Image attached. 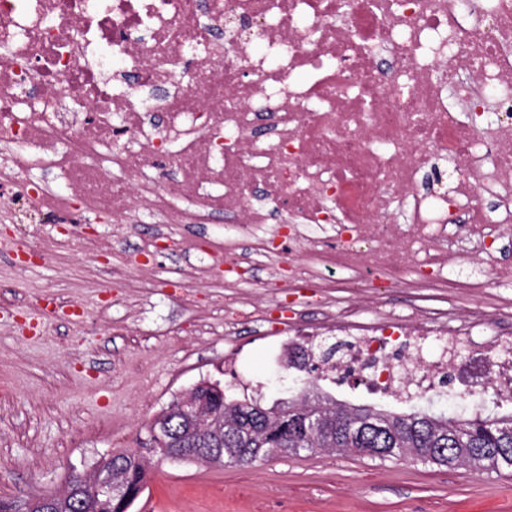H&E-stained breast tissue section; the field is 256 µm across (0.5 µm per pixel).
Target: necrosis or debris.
Segmentation results:
<instances>
[{"label": "necrosis or debris", "mask_w": 512, "mask_h": 512, "mask_svg": "<svg viewBox=\"0 0 512 512\" xmlns=\"http://www.w3.org/2000/svg\"><path fill=\"white\" fill-rule=\"evenodd\" d=\"M438 160L453 192L418 191ZM22 200L116 224L259 226L276 208L339 225L330 250L300 247L346 271L349 297L322 303L319 327L271 328L289 359L326 331L340 351L315 366L330 382L357 375L391 399L488 384L512 406V334L485 335L484 307L350 298L409 268L418 287H455L456 226L512 225V0H0V207Z\"/></svg>", "instance_id": "obj_1"}]
</instances>
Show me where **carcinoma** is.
<instances>
[{
    "instance_id": "cac0c4a2",
    "label": "carcinoma",
    "mask_w": 512,
    "mask_h": 512,
    "mask_svg": "<svg viewBox=\"0 0 512 512\" xmlns=\"http://www.w3.org/2000/svg\"><path fill=\"white\" fill-rule=\"evenodd\" d=\"M298 389L296 398L267 405L252 397L226 394L220 383L201 384L195 391L203 406L205 422L173 401L149 425V447L134 452L113 451L102 455L95 468L116 470L122 492L105 494L87 484L72 483L68 499L46 492L23 501L25 512H131L143 493L149 457L169 458L187 448H212L224 454V463L244 453L255 460L270 456L272 448H298L313 453L320 449L361 452L374 449L372 459H399L410 455L424 463L448 467L466 465L477 471L512 469V414H475L469 418L443 415L432 419L414 411L393 413L371 406H343L326 391L292 367L284 368ZM342 411L350 421L312 430L308 423L322 414Z\"/></svg>"
}]
</instances>
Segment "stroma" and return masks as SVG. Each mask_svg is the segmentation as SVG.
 Wrapping results in <instances>:
<instances>
[{
	"label": "stroma",
	"instance_id": "1",
	"mask_svg": "<svg viewBox=\"0 0 512 512\" xmlns=\"http://www.w3.org/2000/svg\"><path fill=\"white\" fill-rule=\"evenodd\" d=\"M261 232L262 251L220 220L133 228L106 215L45 224L0 212V498L61 489L70 468L86 472L102 454L142 447L155 415L201 382L244 377L265 403L291 399L262 318L224 321L232 297L275 312L294 306L299 329L319 318L317 298L280 285L293 258L287 225ZM228 239L240 271L229 280L210 265ZM500 293L489 275L477 297L406 283L386 297L400 311L438 304L456 313ZM331 393L398 413L497 411L489 395L477 409L445 395L388 405L354 376ZM143 495L154 512H512V472L327 451L224 467L156 461Z\"/></svg>",
	"mask_w": 512,
	"mask_h": 512
}]
</instances>
